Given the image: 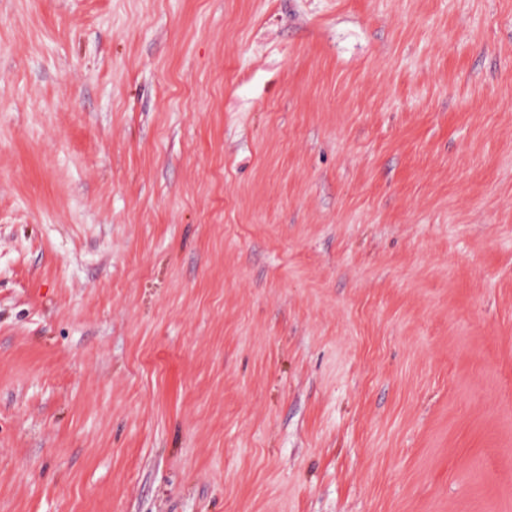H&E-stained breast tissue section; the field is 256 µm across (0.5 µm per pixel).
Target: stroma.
Segmentation results:
<instances>
[{
    "mask_svg": "<svg viewBox=\"0 0 512 512\" xmlns=\"http://www.w3.org/2000/svg\"><path fill=\"white\" fill-rule=\"evenodd\" d=\"M0 512H512V0H0Z\"/></svg>",
    "mask_w": 512,
    "mask_h": 512,
    "instance_id": "obj_1",
    "label": "stroma"
}]
</instances>
